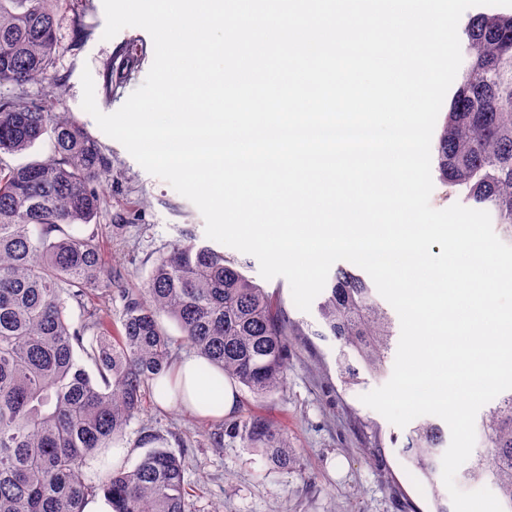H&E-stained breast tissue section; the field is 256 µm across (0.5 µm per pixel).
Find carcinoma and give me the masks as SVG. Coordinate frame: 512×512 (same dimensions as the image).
<instances>
[{"label": "carcinoma", "instance_id": "carcinoma-1", "mask_svg": "<svg viewBox=\"0 0 512 512\" xmlns=\"http://www.w3.org/2000/svg\"><path fill=\"white\" fill-rule=\"evenodd\" d=\"M60 2L0 0V84L14 90L0 96V154L22 155L45 136L51 144L44 160L0 164V512H84L100 493L112 512H191L183 464L168 449L149 450L131 469L107 465L95 480L88 468L140 414L145 393L171 369L176 342L262 398L286 384L287 337L300 328L241 261L194 237L154 260L144 288L121 291L118 334L101 309L76 325L68 319L69 301L82 305L93 291L112 297L103 241L90 227L110 162L71 113L26 97L29 84L48 79L61 50ZM463 34L467 66L435 144L436 171L448 196L492 214L512 241V14L472 15ZM317 313L312 335L337 344L344 389L387 374L393 320L362 274L337 267ZM163 314L179 339L163 327ZM358 424L373 447H383L377 422ZM479 426L482 448L461 480L492 484L512 512V392L493 399ZM235 432L272 469L299 467L296 449L267 418L249 415ZM447 444L443 425L421 416L399 448L431 512H452L438 485Z\"/></svg>", "mask_w": 512, "mask_h": 512}]
</instances>
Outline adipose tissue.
I'll use <instances>...</instances> for the list:
<instances>
[{
    "mask_svg": "<svg viewBox=\"0 0 512 512\" xmlns=\"http://www.w3.org/2000/svg\"><path fill=\"white\" fill-rule=\"evenodd\" d=\"M156 397L165 406L221 417L235 410L238 392L202 355L194 353L180 360L171 376L158 381Z\"/></svg>",
    "mask_w": 512,
    "mask_h": 512,
    "instance_id": "obj_1",
    "label": "adipose tissue"
}]
</instances>
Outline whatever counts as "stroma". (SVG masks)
I'll list each match as a JSON object with an SVG mask.
<instances>
[{
    "label": "stroma",
    "instance_id": "35a3bbf8",
    "mask_svg": "<svg viewBox=\"0 0 512 512\" xmlns=\"http://www.w3.org/2000/svg\"><path fill=\"white\" fill-rule=\"evenodd\" d=\"M78 26L87 37L77 45L73 32ZM104 29L103 0H62L57 14L62 50L52 78L30 84L28 91L48 100L53 111L72 113L98 138L111 172L99 191L95 222L112 267V285L140 288L153 261L172 243L189 233L204 237L205 222L192 202L145 171L82 109L83 70H90L100 88L110 66L128 54L137 57L128 76L114 79L111 97L95 95L98 108L112 113L143 84L153 63L154 44L146 30L127 27L107 40ZM241 260L246 275L259 281L301 329L288 339L285 387L262 399L239 388L237 409L217 420L163 407L147 396L143 413L131 421L122 441L126 467L145 454L141 433L150 430L157 433L158 446L181 456L193 512H428L430 502L397 448L388 444L377 450L364 439L356 418L370 409L361 402L360 390H343L336 345L310 335L316 312L297 309L285 278L263 279L255 257L245 254ZM250 413L278 424L300 455V470H272L260 452L226 435L229 425Z\"/></svg>",
    "mask_w": 512,
    "mask_h": 512
}]
</instances>
